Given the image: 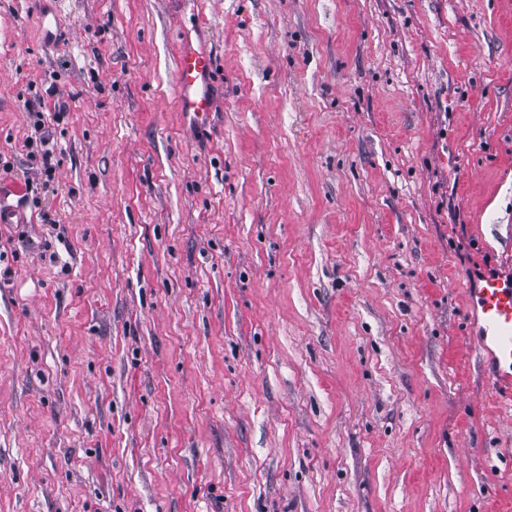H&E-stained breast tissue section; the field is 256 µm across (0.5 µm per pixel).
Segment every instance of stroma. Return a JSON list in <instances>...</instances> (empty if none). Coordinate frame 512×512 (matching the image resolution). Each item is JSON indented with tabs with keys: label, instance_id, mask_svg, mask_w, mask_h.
Returning <instances> with one entry per match:
<instances>
[{
	"label": "stroma",
	"instance_id": "1",
	"mask_svg": "<svg viewBox=\"0 0 512 512\" xmlns=\"http://www.w3.org/2000/svg\"><path fill=\"white\" fill-rule=\"evenodd\" d=\"M488 272L512 0H0V512H506ZM212 62L210 55L190 41L181 42L177 58L179 112L192 115L204 123L215 110L216 100L210 92ZM35 113L37 120L34 121L33 125L35 134L39 133V136L35 137V140L31 137L27 146L32 148L30 153L34 157V161H37V157L40 158V167H32V169H35L36 171L35 174L40 176L41 179L45 177V180L49 181L52 179L53 171L56 169L55 164L52 162L56 157V148L49 131H42L45 128V124L42 119L38 117L39 112Z\"/></svg>",
	"mask_w": 512,
	"mask_h": 512
}]
</instances>
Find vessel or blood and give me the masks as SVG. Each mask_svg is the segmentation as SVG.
<instances>
[{"mask_svg": "<svg viewBox=\"0 0 512 512\" xmlns=\"http://www.w3.org/2000/svg\"><path fill=\"white\" fill-rule=\"evenodd\" d=\"M210 55L191 42L180 45L177 58L178 105L181 112L205 122L216 101L210 92ZM480 320L476 343L486 355L488 378L496 396L512 401V276L485 275L468 294Z\"/></svg>", "mask_w": 512, "mask_h": 512, "instance_id": "obj_1", "label": "vessel or blood"}]
</instances>
